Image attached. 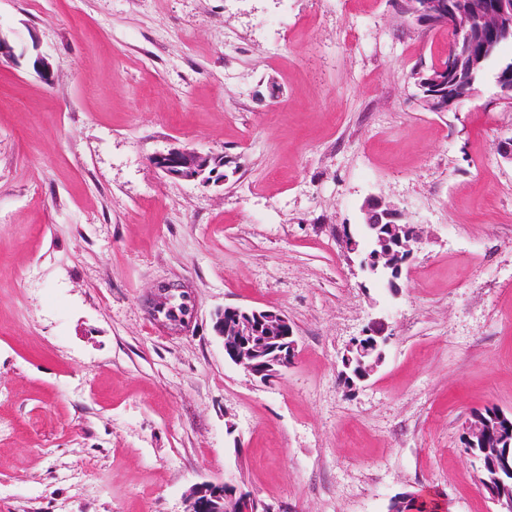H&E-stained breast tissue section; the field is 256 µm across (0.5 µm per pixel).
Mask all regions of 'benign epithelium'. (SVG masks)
I'll list each match as a JSON object with an SVG mask.
<instances>
[{
	"label": "benign epithelium",
	"mask_w": 512,
	"mask_h": 512,
	"mask_svg": "<svg viewBox=\"0 0 512 512\" xmlns=\"http://www.w3.org/2000/svg\"><path fill=\"white\" fill-rule=\"evenodd\" d=\"M401 13L417 25L428 29L452 30L460 23L455 0H399ZM477 13L490 12L496 17V26L490 43L474 54L451 43L444 59L426 71L415 74V85L423 90L422 105L431 112H455L462 98L453 90L456 75L464 61L471 68L478 67L484 59L489 44L512 40V0H489L485 4L471 5ZM151 163L166 177L175 181L203 184H224L223 158L205 154L183 146H173L152 157ZM362 211L365 237L373 249L361 264L372 274L387 281L388 287L398 290L400 280L422 239L416 226L403 223L401 213L377 198L367 199ZM184 294H175L170 288L159 290L152 302L153 315L160 314L173 322H182L187 306H175L172 301ZM214 330L222 338L224 351L231 360L250 375L266 381L289 368L295 358L297 341L288 317L275 310L228 306L214 314ZM388 323L383 318L372 322L371 339L361 343L354 339L348 350L365 346L378 349L387 342ZM192 512H255L257 498L224 494V482H205L194 489Z\"/></svg>",
	"instance_id": "7a95c632"
}]
</instances>
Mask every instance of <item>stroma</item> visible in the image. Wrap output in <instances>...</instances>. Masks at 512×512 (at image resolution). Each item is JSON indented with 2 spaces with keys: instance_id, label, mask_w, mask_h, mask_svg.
<instances>
[{
  "instance_id": "stroma-1",
  "label": "stroma",
  "mask_w": 512,
  "mask_h": 512,
  "mask_svg": "<svg viewBox=\"0 0 512 512\" xmlns=\"http://www.w3.org/2000/svg\"><path fill=\"white\" fill-rule=\"evenodd\" d=\"M0 37V512H189L224 479L276 512H495L461 435L512 414V108L490 76L417 101L447 31L396 0H0ZM175 145L223 185L166 178ZM371 195L423 230L396 296L339 238ZM165 284L185 326L150 314ZM227 305L284 313L292 367L227 360ZM388 323L384 318H377L374 319L372 322V328L367 334V336H372V338L368 342L361 343L358 338H355L352 343L349 345L347 351H352L354 348L358 347L361 348L362 345L367 347V349H378L383 348V346L387 342L388 336H386V332L388 330ZM344 354L346 357V364L345 367H349L348 359L350 358V355L347 353Z\"/></svg>"
}]
</instances>
